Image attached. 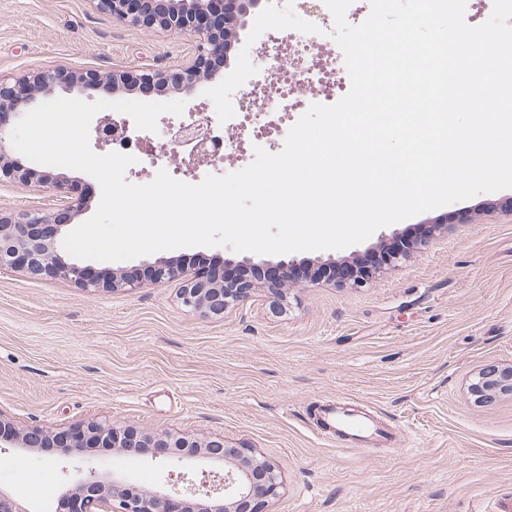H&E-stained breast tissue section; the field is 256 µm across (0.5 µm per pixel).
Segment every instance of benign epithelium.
<instances>
[{
    "label": "benign epithelium",
    "instance_id": "benign-epithelium-1",
    "mask_svg": "<svg viewBox=\"0 0 512 512\" xmlns=\"http://www.w3.org/2000/svg\"><path fill=\"white\" fill-rule=\"evenodd\" d=\"M112 19L128 26L162 27L188 35L195 40L194 59L175 71L163 70H87L76 73L58 67L34 73L12 84L0 82V183L25 186H51L55 191V213L49 217L38 211L0 212V271L19 269L34 276L50 275L70 280L89 293L129 291L137 281L112 271L92 275L87 268L65 259L57 248V239L71 218L72 205L65 178L50 170L28 167L11 155V122L29 106L53 94L56 89L81 93L108 87L112 91L134 93L141 84L159 92L173 89L187 92L209 75L211 60L226 51L225 25L239 18L245 5L258 0H98ZM124 128L104 113L93 121L97 147L112 143ZM171 143L189 145L188 163L198 166L212 161L220 145H208L209 137L200 125L170 133ZM152 279L178 280L182 269L170 261H157L151 268ZM290 281L261 279L230 285L204 278L186 280L179 292L181 304L194 311L222 316L229 307L247 300L255 290L265 288L283 296ZM470 390L483 401L496 393L512 394V366L480 369ZM132 430L90 421L57 432L47 426L11 429L0 418V452L10 448H41L46 438L57 436L56 451L78 477L63 481L51 493L69 512H269L279 495L283 481L277 465L259 458L249 448H235L222 437L198 439L171 432L141 437V448H149L150 460L179 463L185 467L183 480L164 477L150 489L131 490L129 476L120 469L97 468L86 464L82 448H108L115 453L129 451Z\"/></svg>",
    "mask_w": 512,
    "mask_h": 512
}]
</instances>
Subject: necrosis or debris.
<instances>
[{"label": "necrosis or debris", "mask_w": 512, "mask_h": 512, "mask_svg": "<svg viewBox=\"0 0 512 512\" xmlns=\"http://www.w3.org/2000/svg\"><path fill=\"white\" fill-rule=\"evenodd\" d=\"M297 7L302 9L310 18H313L319 31L315 34L296 35L294 42L284 40L279 31H269L267 42L269 53L264 67L243 85V93L266 100L270 104L269 110L248 112L243 108H236L235 115L229 123H220L217 117L206 119V126L215 139H223L225 126H233L239 130H251L252 135L240 141L237 149L242 165H249L255 156V150L265 147L266 142L261 131L252 130L251 124L255 121H267L274 126L280 135H287L290 128L297 122L298 115L312 103L313 91L316 85L321 84L322 69L317 62L311 61L310 56L317 51L325 40V35L334 28V19L324 3V0H295ZM296 44L300 59L304 64L297 69L293 78L281 77V59L288 52L289 44Z\"/></svg>", "instance_id": "necrosis-or-debris-1"}]
</instances>
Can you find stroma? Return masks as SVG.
Masks as SVG:
<instances>
[{
	"label": "stroma",
	"mask_w": 512,
	"mask_h": 512,
	"mask_svg": "<svg viewBox=\"0 0 512 512\" xmlns=\"http://www.w3.org/2000/svg\"><path fill=\"white\" fill-rule=\"evenodd\" d=\"M194 42L112 20L97 0H0V81L64 66L175 70ZM134 93L213 111L205 89ZM72 225L97 210L99 182L64 169ZM53 193L0 184V209L51 210ZM432 233L360 283L300 280L286 300L263 291L212 317L182 306L180 281L145 277L129 292L90 294L51 276L0 272V417L67 429L109 421L140 433L224 437L274 461L283 479L272 512H481L512 506V395L478 404L484 365L512 364V189L481 193L383 227L343 249L292 253L296 263L355 264L419 228ZM238 264L225 247L87 260L95 274L145 272L159 260ZM366 409L391 432L367 452L325 432L318 407ZM96 467L153 487L160 465L86 451ZM61 481L45 448L0 454V490L49 512Z\"/></svg>",
	"instance_id": "1"
}]
</instances>
